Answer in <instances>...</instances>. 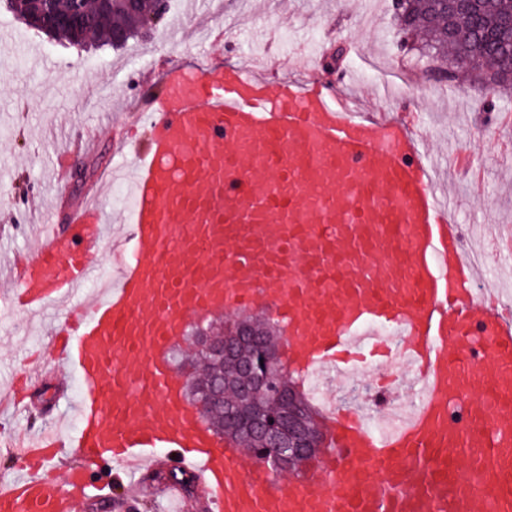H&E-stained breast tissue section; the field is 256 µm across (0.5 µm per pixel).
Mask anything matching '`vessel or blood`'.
Masks as SVG:
<instances>
[{
    "label": "vessel or blood",
    "mask_w": 512,
    "mask_h": 512,
    "mask_svg": "<svg viewBox=\"0 0 512 512\" xmlns=\"http://www.w3.org/2000/svg\"><path fill=\"white\" fill-rule=\"evenodd\" d=\"M127 124L145 136L121 140L131 164L103 174L127 183V235H111L99 190L67 223L44 216L0 298L57 310L50 363L83 387L73 436L39 428L12 449L75 467L60 481L19 474L0 512H81L103 463L141 492L157 448L218 512H512V294L484 287L410 126L319 79L274 83L242 63L169 69ZM261 303L305 370L369 374L375 409L406 393L413 411L384 435L341 401L313 478L242 468L166 353L189 317Z\"/></svg>",
    "instance_id": "1"
}]
</instances>
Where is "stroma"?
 <instances>
[{"label": "stroma", "instance_id": "1", "mask_svg": "<svg viewBox=\"0 0 512 512\" xmlns=\"http://www.w3.org/2000/svg\"><path fill=\"white\" fill-rule=\"evenodd\" d=\"M200 28L211 34L204 49L194 38ZM159 29L165 41L133 40L118 50L81 51L48 40L0 9V34L30 48L26 62L0 64V215L20 199L36 203L26 223L0 222L1 243L21 249L37 235L41 212L51 202L46 183L53 167L85 174L83 183L72 177L65 182L55 212L56 222L64 223L68 208L94 188L101 171L119 162L115 146L129 111L159 94L163 70L205 50L239 61L268 57L273 81L289 75L288 63L299 53L308 55L318 78L350 70L364 109L415 123L439 181L459 203L469 246L487 247L485 226L512 225V94L489 97L464 75L454 82L434 77L431 67L446 66V59L419 57L420 41L399 31L395 0H224L220 10L213 0H177ZM393 81L398 84L393 96L372 98L373 88ZM457 150L479 175V184L459 174L453 161ZM56 322L49 314L37 322L21 310L0 314V394L28 361L45 360ZM61 384L71 393L79 391L74 376L49 367L35 385L18 384L19 412L0 414L1 471L14 472L22 464L4 443L22 439L64 412L53 398ZM89 480L108 486L114 501L110 512H120V502L127 499L139 512L165 505L158 482L128 497L113 465L93 470Z\"/></svg>", "mask_w": 512, "mask_h": 512}]
</instances>
